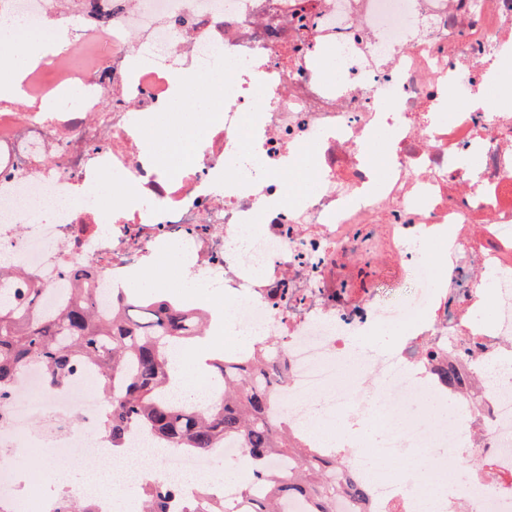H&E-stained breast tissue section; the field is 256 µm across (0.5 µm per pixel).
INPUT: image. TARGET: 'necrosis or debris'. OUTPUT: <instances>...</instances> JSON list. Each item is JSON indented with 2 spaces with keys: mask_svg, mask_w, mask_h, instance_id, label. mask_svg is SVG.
I'll use <instances>...</instances> for the list:
<instances>
[{
  "mask_svg": "<svg viewBox=\"0 0 512 512\" xmlns=\"http://www.w3.org/2000/svg\"><path fill=\"white\" fill-rule=\"evenodd\" d=\"M50 17L79 32L26 68L22 94L82 96L51 112L0 102V253L14 257L18 287L40 283L54 307L72 269L92 287L123 288L179 247L242 332L260 345L279 337L287 374L275 407L292 429L316 418L346 428L376 403L379 456L431 449L426 475L406 465L368 475L373 512H414L433 494L439 512H512V371L480 383L489 362L512 357V112L493 106L488 78L512 41V0H112L106 30L63 0H0L15 26L8 48ZM185 69L223 77L224 110L164 168L143 149L138 116L167 111ZM449 95L447 121L435 122ZM382 124L375 167L367 133ZM308 153L315 185L288 204L284 161ZM115 178L112 207L86 203L88 188ZM490 269L498 315L481 330ZM383 327L398 331L392 353L347 347ZM448 364L453 386L438 375ZM94 386L82 366L59 389L40 366L25 370L0 405V446L92 457L123 488V512H141L100 431ZM37 410L52 423L38 437ZM439 448L477 465L459 479ZM210 458L182 452L149 475L183 488ZM84 494L33 501L0 469V512H60Z\"/></svg>",
  "mask_w": 512,
  "mask_h": 512,
  "instance_id": "1",
  "label": "necrosis or debris"
}]
</instances>
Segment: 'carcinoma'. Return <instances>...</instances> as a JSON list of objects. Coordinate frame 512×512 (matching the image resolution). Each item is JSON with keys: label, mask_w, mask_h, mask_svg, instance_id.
<instances>
[{"label": "carcinoma", "mask_w": 512, "mask_h": 512, "mask_svg": "<svg viewBox=\"0 0 512 512\" xmlns=\"http://www.w3.org/2000/svg\"><path fill=\"white\" fill-rule=\"evenodd\" d=\"M15 272L0 264V399L17 376L38 364L48 384L63 386L75 366L83 364L105 397L102 432L112 449L126 448L133 426L151 431L158 446L210 451L230 440L245 448L252 480L266 488V496L250 505V512H281L288 496L308 501L309 512H333L336 493L368 502L358 477L336 485L324 473L340 462L296 436L273 414L272 388L286 372L283 358L260 350L249 356L218 354L206 361V373L222 386V395L204 406L174 398L168 353L207 336V312L162 296L131 288L112 289V304L101 309L90 276L76 269L77 287L59 312L41 306L43 289H24L19 301L12 288ZM291 458L296 470L286 475L268 470L272 458ZM181 491L157 480L142 487L143 512H170V501ZM182 512H234L233 506L201 487L198 496L183 502Z\"/></svg>", "instance_id": "1"}]
</instances>
